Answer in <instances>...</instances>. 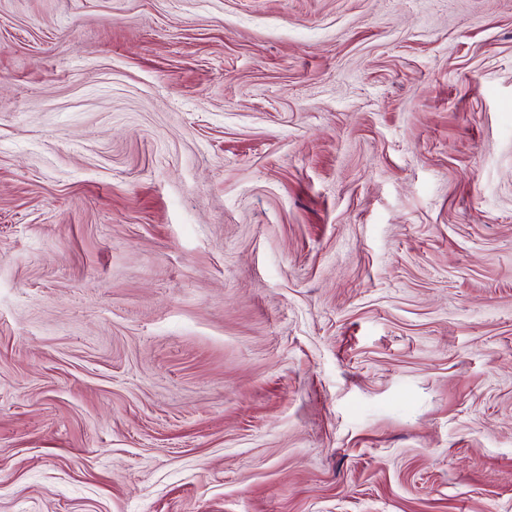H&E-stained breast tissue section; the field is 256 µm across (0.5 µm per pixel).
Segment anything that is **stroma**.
Instances as JSON below:
<instances>
[{
	"instance_id": "stroma-1",
	"label": "stroma",
	"mask_w": 512,
	"mask_h": 512,
	"mask_svg": "<svg viewBox=\"0 0 512 512\" xmlns=\"http://www.w3.org/2000/svg\"><path fill=\"white\" fill-rule=\"evenodd\" d=\"M0 512H512V0H0Z\"/></svg>"
}]
</instances>
